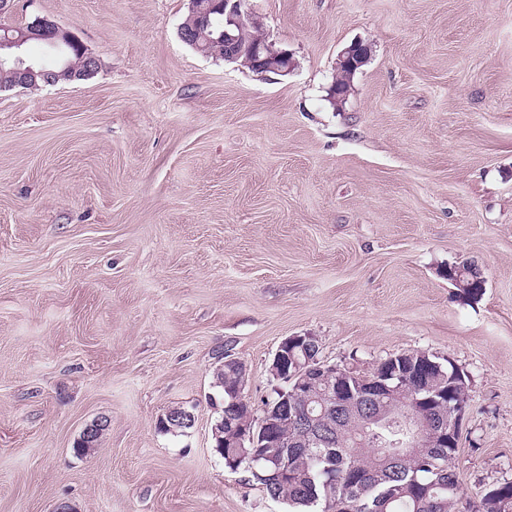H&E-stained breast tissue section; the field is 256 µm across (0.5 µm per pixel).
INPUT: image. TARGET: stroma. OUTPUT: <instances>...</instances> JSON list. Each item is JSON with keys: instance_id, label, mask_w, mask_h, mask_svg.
<instances>
[{"instance_id": "stroma-1", "label": "stroma", "mask_w": 512, "mask_h": 512, "mask_svg": "<svg viewBox=\"0 0 512 512\" xmlns=\"http://www.w3.org/2000/svg\"><path fill=\"white\" fill-rule=\"evenodd\" d=\"M287 75L206 57L187 0H14L99 61L0 88V512H289L215 451L218 353L283 339L469 379L457 476L512 482V0H248ZM367 45L342 106L341 53ZM477 264L481 299L448 268ZM193 409L185 435L169 408ZM111 421L96 450L85 425ZM109 424V420L106 417H100L86 425L78 439L76 451L81 455H87L92 452L98 446V442L103 433L108 429Z\"/></svg>"}]
</instances>
